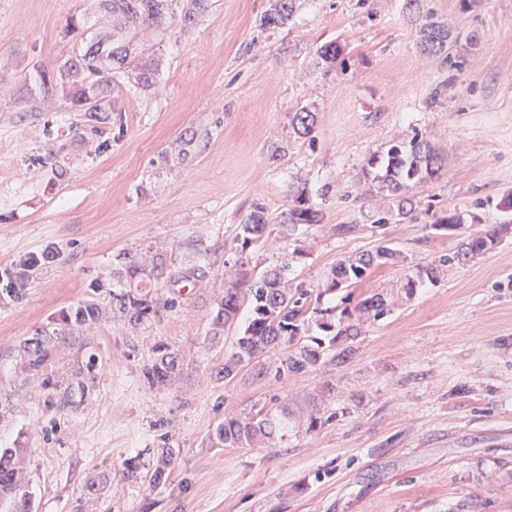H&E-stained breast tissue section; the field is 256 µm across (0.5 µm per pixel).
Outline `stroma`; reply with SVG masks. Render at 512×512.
<instances>
[{"label": "stroma", "instance_id": "stroma-1", "mask_svg": "<svg viewBox=\"0 0 512 512\" xmlns=\"http://www.w3.org/2000/svg\"><path fill=\"white\" fill-rule=\"evenodd\" d=\"M269 5L210 0L188 21L192 0H173L171 25L128 30L103 0H0V271L56 251L0 292V447L22 449L36 512H512V233L366 324L344 363L327 353L283 383L210 377L245 326L211 336L236 260L252 274L285 261L322 286L380 242L415 260L454 251L459 235L432 227L442 212L477 227L512 215V0H296L287 25L265 29ZM428 12L460 33L448 46L459 68L423 50ZM120 29L153 78L116 69L102 89L112 109L92 118L74 105L81 74L59 67L99 40L111 52ZM330 41L342 53L326 73L317 50ZM304 109L309 141L291 128ZM416 132L441 150L438 177L415 189V221L372 226L388 201L366 195L361 170ZM300 183L321 222L283 250L260 240L237 255L242 216L287 208ZM128 251L162 252L184 277L154 288L158 312L142 324L115 315L83 330L96 387L81 411H59L76 348L36 374L18 345L87 298L111 305ZM158 342L182 359L163 388L144 377ZM258 403L330 420L212 445L225 415ZM163 443L176 450L164 484L123 480L124 461L152 463Z\"/></svg>", "mask_w": 512, "mask_h": 512}]
</instances>
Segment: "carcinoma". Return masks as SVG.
<instances>
[{
  "label": "carcinoma",
  "mask_w": 512,
  "mask_h": 512,
  "mask_svg": "<svg viewBox=\"0 0 512 512\" xmlns=\"http://www.w3.org/2000/svg\"><path fill=\"white\" fill-rule=\"evenodd\" d=\"M104 6L114 15L122 17L130 26L159 27L173 20V0H103ZM295 0H273L270 8L260 18L263 28H277L285 24L292 15ZM419 36L424 50L437 55L444 51L448 42H457L459 36H451L444 23L428 13L419 27ZM68 70H82L94 83L110 82L111 76L100 46L91 44L80 50L75 59L65 62ZM80 112H110L112 104L84 92L75 99ZM294 134L300 138L311 136L314 116L310 112H296L291 118ZM442 155L431 141L421 134L411 139L393 140L373 151L367 159L362 177L371 182L373 191L389 200V207L374 212L373 223L383 226L413 219L416 200L412 189L424 187L434 181L440 169ZM321 221L320 213L310 204L307 189L294 191L292 204L273 215L266 207L255 205L242 217L241 248L266 234L272 226L276 230L273 243L284 242L310 224ZM501 225L489 224L468 233L456 251L419 261H407V257L388 244L378 245L342 259L331 269L334 279L323 290L295 285L288 276L289 266L283 263L269 267L252 279L242 273L232 285L224 289V297L217 303L211 319L212 334L217 336L224 326L234 322L243 303L249 310L243 335L236 340L235 351L215 369L214 377L227 380L236 377L244 369L258 375L271 377L278 382L288 376L316 366L322 354L333 350L332 359L344 362L353 351V344L362 335V327L368 321L376 322L392 311V297L382 291L355 295V289L379 268L399 266L401 274L396 281L404 297L412 298L426 284L439 280L448 268L486 254L485 241L499 238ZM125 259L124 287L115 294L116 309L137 325L156 315V298L150 287L164 281L177 282L179 273L168 269L157 254L147 260L140 254L127 253ZM343 291L341 304L323 305V296L328 292ZM103 310L95 300L81 302L74 313H65L56 325L39 330L35 336L23 342L24 367L33 372L40 370L51 358L60 344L72 343L76 337L72 331L83 325L101 321ZM321 332L310 334L312 329ZM283 342L289 351L275 361H257L259 354L268 347ZM180 365V354L170 345L158 342L152 347V356L144 368L146 380L153 386L167 385ZM96 356L91 354L85 363L72 370L70 382L59 397V410L75 413L83 405L96 383ZM288 429V408L279 411L260 407L248 416L227 415L212 436V443L226 448L251 446L261 441H271L280 432ZM19 448H0V506L7 512H31V495L26 489L19 468ZM175 456L174 450L158 449L154 469L144 470L137 459L131 458L123 465L122 474L130 482H148L157 487L164 482L166 471Z\"/></svg>",
  "instance_id": "carcinoma-1"
}]
</instances>
